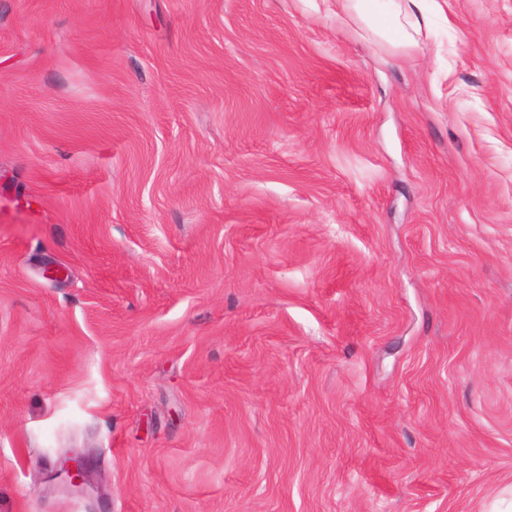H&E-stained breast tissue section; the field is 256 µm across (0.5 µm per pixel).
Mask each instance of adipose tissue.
I'll return each mask as SVG.
<instances>
[{
  "mask_svg": "<svg viewBox=\"0 0 512 512\" xmlns=\"http://www.w3.org/2000/svg\"><path fill=\"white\" fill-rule=\"evenodd\" d=\"M338 19L361 23L394 49L419 47L428 28V0H335Z\"/></svg>",
  "mask_w": 512,
  "mask_h": 512,
  "instance_id": "obj_1",
  "label": "adipose tissue"
}]
</instances>
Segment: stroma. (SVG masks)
<instances>
[{"instance_id":"35a3bbf8","label":"stroma","mask_w":512,"mask_h":512,"mask_svg":"<svg viewBox=\"0 0 512 512\" xmlns=\"http://www.w3.org/2000/svg\"><path fill=\"white\" fill-rule=\"evenodd\" d=\"M447 3L0 0V512L512 487V0ZM336 2V18L361 23L396 50L419 48L428 28V1L437 0H323ZM383 18L384 23L378 19ZM50 477L52 480L61 478L72 487L84 489V485L90 484L84 458L81 456L64 457L60 462V469Z\"/></svg>"}]
</instances>
